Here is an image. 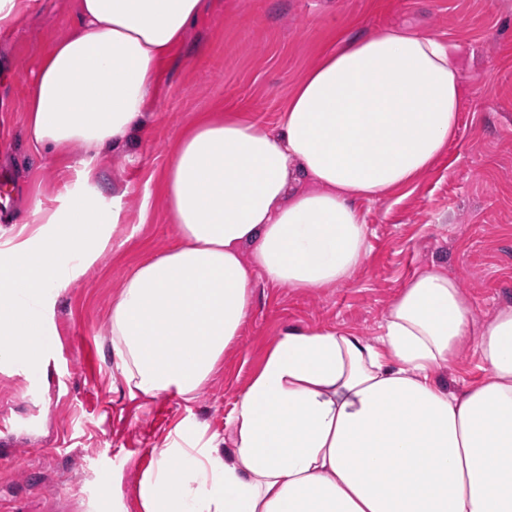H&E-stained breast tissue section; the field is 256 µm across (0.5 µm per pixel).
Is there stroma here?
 Returning a JSON list of instances; mask_svg holds the SVG:
<instances>
[{
  "label": "stroma",
  "instance_id": "35a3bbf8",
  "mask_svg": "<svg viewBox=\"0 0 512 512\" xmlns=\"http://www.w3.org/2000/svg\"><path fill=\"white\" fill-rule=\"evenodd\" d=\"M77 0H32L0 31L1 205L17 224L59 206L82 185L69 153L34 152L28 102L44 54L75 22ZM390 28L433 35L459 60L464 98L457 138L410 186L357 206L367 258L350 281L310 290L255 276L238 343L192 401L130 398L112 364V297L141 261L179 242L164 176L187 127L238 112L277 130L295 86L323 53ZM103 205L124 190L127 222L56 299L42 342L46 371L0 369V512H138L136 484L184 419L225 434L250 376L288 328H342L373 337L399 288L442 266L477 319L512 305V0H204L163 64L146 122L127 147L93 161ZM120 498H113V487Z\"/></svg>",
  "mask_w": 512,
  "mask_h": 512
}]
</instances>
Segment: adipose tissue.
Segmentation results:
<instances>
[{
  "instance_id": "ef3b65f1",
  "label": "adipose tissue",
  "mask_w": 512,
  "mask_h": 512,
  "mask_svg": "<svg viewBox=\"0 0 512 512\" xmlns=\"http://www.w3.org/2000/svg\"><path fill=\"white\" fill-rule=\"evenodd\" d=\"M201 0H79L28 107L36 151L81 146L82 192L0 252V365L41 368L46 313L124 222L92 160L142 126L159 66ZM448 46L396 29L349 40L301 79L278 131L227 113L183 134L165 176L180 242L112 300L130 396L193 400L250 314L254 273L292 288L347 282L366 256L359 199L411 185L461 122ZM483 374H441L462 351ZM185 419L138 485L140 512H512V306L476 321L459 283L409 279L379 334L291 328L240 395L227 437Z\"/></svg>"
}]
</instances>
